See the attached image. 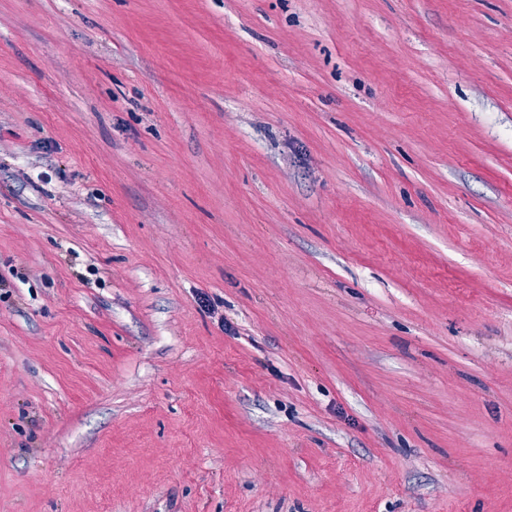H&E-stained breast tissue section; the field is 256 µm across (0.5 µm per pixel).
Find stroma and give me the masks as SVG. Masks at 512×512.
Listing matches in <instances>:
<instances>
[{"label": "stroma", "instance_id": "35a3bbf8", "mask_svg": "<svg viewBox=\"0 0 512 512\" xmlns=\"http://www.w3.org/2000/svg\"><path fill=\"white\" fill-rule=\"evenodd\" d=\"M0 512H512V0H0Z\"/></svg>", "mask_w": 512, "mask_h": 512}]
</instances>
